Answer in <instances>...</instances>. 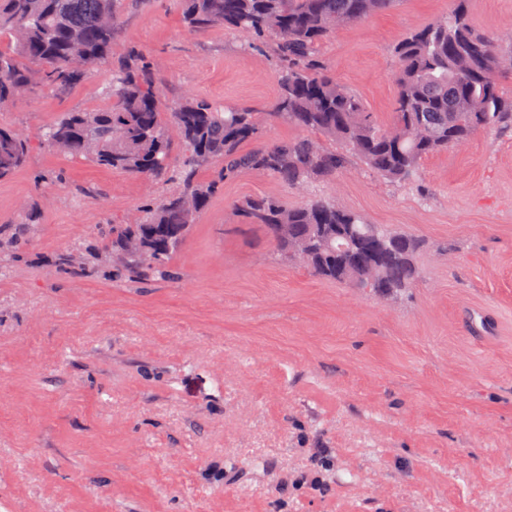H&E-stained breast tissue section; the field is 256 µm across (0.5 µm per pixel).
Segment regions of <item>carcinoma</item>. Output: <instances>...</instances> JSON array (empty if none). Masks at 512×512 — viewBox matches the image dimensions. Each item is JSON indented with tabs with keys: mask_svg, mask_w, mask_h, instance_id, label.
Here are the masks:
<instances>
[{
	"mask_svg": "<svg viewBox=\"0 0 512 512\" xmlns=\"http://www.w3.org/2000/svg\"><path fill=\"white\" fill-rule=\"evenodd\" d=\"M400 0H179L186 27L196 33L224 27L248 48L270 52L279 92L269 116L305 132L266 140L251 110H220L193 95L169 101L161 78L142 53H115L121 0H0V109L17 87L60 89L80 84L90 70L112 66L103 104L61 113L41 131L45 146L67 156L175 188L138 209L139 220L112 225L99 246L60 253L57 265L80 276L112 267L126 281H173L172 260L192 224L224 181L248 171L270 174L305 201L290 206L273 196L248 197L237 212L263 227L274 256L290 263L286 224L297 238L313 239L302 267L314 276L401 297L420 278L422 239L369 224L332 197L313 192L360 162L377 177L412 185L422 162L466 143L479 132H512V42L474 27L467 0L449 16L414 30L391 48L396 98L391 123L380 125L363 99L328 73L322 45L337 30L390 11ZM247 142L254 146L245 149ZM28 140L0 125V182L25 167ZM222 163L218 176L200 170ZM42 211L32 202L19 220L0 219V265L17 258ZM142 251L127 248L130 240Z\"/></svg>",
	"mask_w": 512,
	"mask_h": 512,
	"instance_id": "carcinoma-1",
	"label": "carcinoma"
}]
</instances>
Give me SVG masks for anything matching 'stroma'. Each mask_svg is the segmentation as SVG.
<instances>
[{"label": "stroma", "instance_id": "35a3bbf8", "mask_svg": "<svg viewBox=\"0 0 512 512\" xmlns=\"http://www.w3.org/2000/svg\"><path fill=\"white\" fill-rule=\"evenodd\" d=\"M456 6L401 0L321 52L389 125L390 48ZM512 33V0H468ZM117 51H143L163 94L269 111L276 64L233 32L186 30L177 0H128ZM108 68L0 110L28 165L0 182V216L43 222L0 272V512H512V133L426 160L430 197L353 164L324 191L373 224L421 237L400 300L275 260L249 196L303 193L263 172L227 181L174 265L139 288L78 278L62 250L95 244L166 186L40 143L60 113L100 105Z\"/></svg>", "mask_w": 512, "mask_h": 512}]
</instances>
